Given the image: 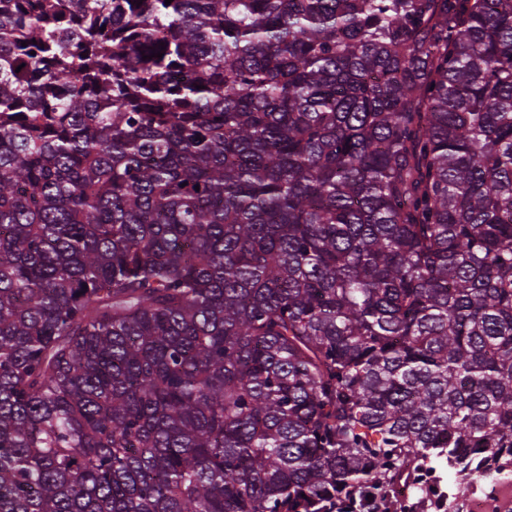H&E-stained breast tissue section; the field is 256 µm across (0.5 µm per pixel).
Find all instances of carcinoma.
<instances>
[{
	"label": "carcinoma",
	"instance_id": "cac0c4a2",
	"mask_svg": "<svg viewBox=\"0 0 512 512\" xmlns=\"http://www.w3.org/2000/svg\"><path fill=\"white\" fill-rule=\"evenodd\" d=\"M511 464L512 0H0V512Z\"/></svg>",
	"mask_w": 512,
	"mask_h": 512
}]
</instances>
